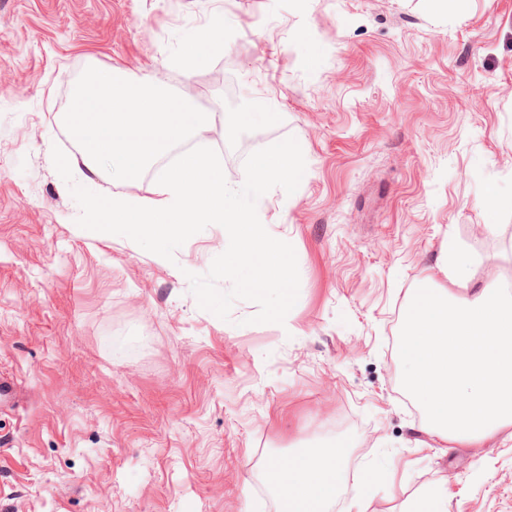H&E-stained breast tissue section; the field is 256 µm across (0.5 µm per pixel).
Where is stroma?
Here are the masks:
<instances>
[{
	"label": "stroma",
	"instance_id": "35a3bbf8",
	"mask_svg": "<svg viewBox=\"0 0 512 512\" xmlns=\"http://www.w3.org/2000/svg\"><path fill=\"white\" fill-rule=\"evenodd\" d=\"M90 66L240 113L236 149L219 120L202 141L228 184L297 139L300 186L266 201L300 274L285 325L251 323L249 301L226 321L199 307L187 275L223 252L220 226L161 261L77 225L53 147L100 194L149 198L157 178L86 180L63 116ZM491 185L512 197V0H0V378L23 389L0 401V512H280L265 466L339 441L330 512L372 467L390 475L367 512L432 485L448 512H512V432L424 433L398 350L420 279L466 295L438 270L448 238L482 260L478 284L512 283Z\"/></svg>",
	"mask_w": 512,
	"mask_h": 512
}]
</instances>
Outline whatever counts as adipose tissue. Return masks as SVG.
<instances>
[{"instance_id":"1","label":"adipose tissue","mask_w":512,"mask_h":512,"mask_svg":"<svg viewBox=\"0 0 512 512\" xmlns=\"http://www.w3.org/2000/svg\"><path fill=\"white\" fill-rule=\"evenodd\" d=\"M346 449H308L287 465L270 462L267 486L281 503V512H325L344 472Z\"/></svg>"}]
</instances>
